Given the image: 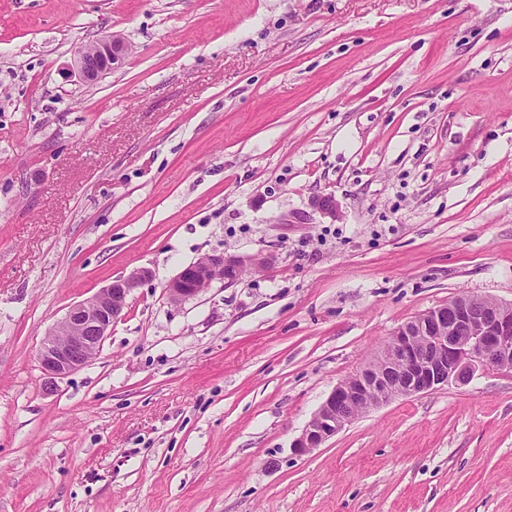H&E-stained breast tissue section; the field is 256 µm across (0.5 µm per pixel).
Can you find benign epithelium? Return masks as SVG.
<instances>
[{"label":"benign epithelium","instance_id":"obj_1","mask_svg":"<svg viewBox=\"0 0 512 512\" xmlns=\"http://www.w3.org/2000/svg\"><path fill=\"white\" fill-rule=\"evenodd\" d=\"M129 51L122 40L106 36L76 53L74 74L93 82L119 68ZM265 262L261 255L207 254L182 268L166 291L171 301H186L215 282L231 285L245 269ZM151 277L150 270L136 269L69 308L38 353L48 385L91 361L127 297ZM485 368L512 371V303L454 297L399 326L372 361L340 381L295 440L294 452L302 456L321 447L370 409L448 385L465 386Z\"/></svg>","mask_w":512,"mask_h":512}]
</instances>
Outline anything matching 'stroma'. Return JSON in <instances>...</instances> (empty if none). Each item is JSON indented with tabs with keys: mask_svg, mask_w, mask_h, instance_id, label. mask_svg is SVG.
<instances>
[{
	"mask_svg": "<svg viewBox=\"0 0 512 512\" xmlns=\"http://www.w3.org/2000/svg\"><path fill=\"white\" fill-rule=\"evenodd\" d=\"M222 252L267 262L168 299ZM137 268L47 389L49 331ZM461 294L512 303V0H0V512H512V371L292 448ZM130 48L122 40L106 36L81 48L74 58V74L85 82H93L119 68Z\"/></svg>",
	"mask_w": 512,
	"mask_h": 512,
	"instance_id": "stroma-1",
	"label": "stroma"
}]
</instances>
